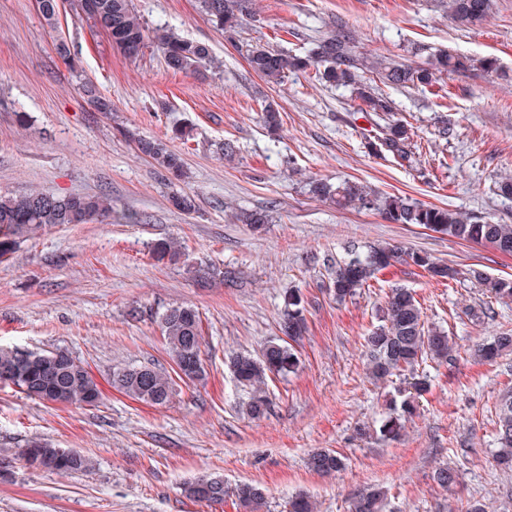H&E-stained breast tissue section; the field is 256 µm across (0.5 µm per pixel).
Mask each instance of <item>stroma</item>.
I'll list each match as a JSON object with an SVG mask.
<instances>
[{
  "label": "stroma",
  "instance_id": "stroma-1",
  "mask_svg": "<svg viewBox=\"0 0 512 512\" xmlns=\"http://www.w3.org/2000/svg\"><path fill=\"white\" fill-rule=\"evenodd\" d=\"M133 4L149 29L210 44L217 67L185 76L154 45L131 61L69 8L52 28L35 0H0V193L40 189L112 201L111 220L38 231L0 260V347L67 351L100 391L91 405H55L0 385V461L9 465L0 475V512H238L230 498L211 506L186 497L184 483L202 474L261 487L262 512H288L299 492L317 512H347L352 497L377 487L388 491L384 512H466L475 501L504 512L512 473L495 460V421L512 391V354L482 361L472 347L512 334V301L490 297L469 272L512 278V256L338 207L312 197L307 182L351 179L512 224V201L494 191L512 174V0H495L491 16L468 29L450 23L445 0H253L255 22L228 33L196 0ZM341 25L364 57L421 65L445 48L496 58L498 68L451 74L429 91L383 87L394 119L412 134L415 160L402 166L371 151L375 125L348 92L308 74L271 85L247 66L252 47L304 54ZM61 41L71 64L56 53ZM87 82L111 99V114L90 105ZM268 103L280 114L274 136L261 118ZM445 125L452 133L444 140ZM131 132L163 140L182 157L186 178L138 153ZM226 142L235 146L229 157L220 150ZM177 193L193 196L195 210L175 208ZM259 209L268 224L237 222L238 212ZM163 240L177 254L159 261L152 249ZM394 243L456 268V279L439 282L397 265L335 300L328 285L337 261ZM292 288L307 323L300 367L268 378L270 409L253 420L242 412L247 394L227 358L281 338ZM395 288L414 293L427 323L447 332L456 352L448 364L418 367L428 390L400 438L390 440L379 428L408 382L370 378L365 338ZM176 304L200 312L203 380L174 377L164 405L113 388L119 367L172 370L160 316ZM35 437L77 450L92 469L62 476L29 468L18 451ZM316 448L342 454L344 470L309 471ZM443 465L459 474L455 492L433 480Z\"/></svg>",
  "mask_w": 512,
  "mask_h": 512
}]
</instances>
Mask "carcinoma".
Masks as SVG:
<instances>
[{
    "label": "carcinoma",
    "instance_id": "1",
    "mask_svg": "<svg viewBox=\"0 0 512 512\" xmlns=\"http://www.w3.org/2000/svg\"><path fill=\"white\" fill-rule=\"evenodd\" d=\"M251 0H199V7L216 26L232 28L252 17ZM76 13L90 22V29L101 31L112 47L127 58H137L150 39L163 50L167 66L185 74H196L215 64L212 47L201 41L178 36L169 30L149 35L132 0H71ZM493 0H448V17L459 26H468L486 18ZM248 65L259 77L278 84L290 73L314 69L321 83L350 92L358 102V111L377 118L392 111L391 101L362 79L365 72L374 73L380 82L393 88L433 85L444 73L469 70L489 71L497 68L492 57L473 59L439 50L430 54L423 66L414 67L394 60L367 61L356 54L353 36L345 31L334 33L301 56L258 47L249 54ZM138 151L169 172L183 169L182 159L157 140L136 139ZM370 150L390 156L399 164L413 162L409 129L401 123L381 125L369 141ZM309 191L316 197L331 199L347 208L376 210L393 224H420L427 229L445 232L459 240L489 245L497 252L512 256V224H498L480 217L467 216L435 205L418 203L402 196H379L363 184L344 180L336 184L313 181ZM112 213L110 201L93 195H57L33 190L23 195H0V258L12 253L19 239L39 229L62 224L101 222ZM396 264L415 266L435 280L455 278L456 271L434 261L430 255L401 247H374L365 254H353L336 264L329 288L337 300L352 296L378 274ZM471 277L496 299L512 298V278H490L479 270ZM302 298L291 292L283 313L282 329L294 342L306 331L301 308ZM161 328L176 367L185 377H202V320L189 306H172L162 315ZM372 377L385 381L400 372L411 370L425 360L446 362L454 345L448 336L425 326L423 312L413 294L394 288L382 310L381 324L365 338ZM504 351H512V336H496L477 345L475 355L493 360ZM237 382L250 390L247 414L259 419L269 408L266 381L270 374H287L299 363L291 344L267 342L260 355L237 353L229 358ZM0 383L12 385L29 397L46 403L90 404L97 399V385L87 369L63 351L37 353L0 349ZM112 385L146 403L163 405L173 394L172 377L149 365L125 366L112 373ZM415 411L414 400L407 398L401 406L392 407L380 427L384 437L399 435L402 419ZM499 460L512 465V392L501 399L496 422ZM25 465L39 470L75 474L92 467L90 459L70 448H54L31 440L20 449ZM310 470L331 475L345 467V458L329 449L314 450L308 458ZM436 484L449 491L458 482V473L450 467L435 471ZM189 498L209 504H222L226 496L235 497L242 512H261L265 505L263 491L250 483H240L230 490L224 478L202 475L184 486ZM386 491L382 488L362 493L352 501L349 512H381Z\"/></svg>",
    "mask_w": 512,
    "mask_h": 512
}]
</instances>
